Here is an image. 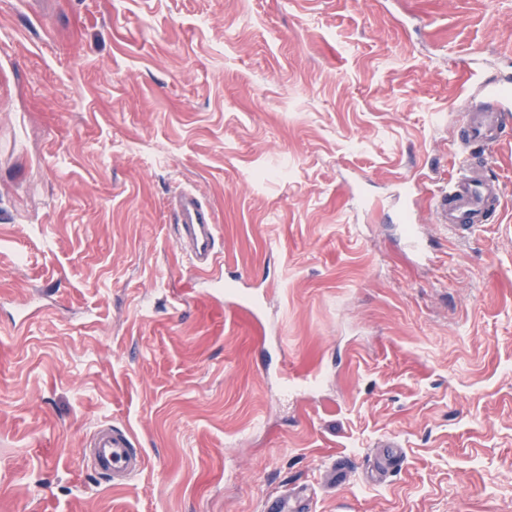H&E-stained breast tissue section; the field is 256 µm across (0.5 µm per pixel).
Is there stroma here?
Instances as JSON below:
<instances>
[{
  "instance_id": "1",
  "label": "stroma",
  "mask_w": 512,
  "mask_h": 512,
  "mask_svg": "<svg viewBox=\"0 0 512 512\" xmlns=\"http://www.w3.org/2000/svg\"><path fill=\"white\" fill-rule=\"evenodd\" d=\"M476 62L512 73V0H0V512H512V132L495 223L429 211ZM180 186L259 311L197 286ZM89 461L94 471L113 485H121L136 476L145 464L141 448H133L129 433L100 425L89 442ZM306 495V490L293 493L288 491L267 497L262 505L263 512H300L298 505L300 496Z\"/></svg>"
}]
</instances>
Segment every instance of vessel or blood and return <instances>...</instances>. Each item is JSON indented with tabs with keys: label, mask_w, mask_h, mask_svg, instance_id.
<instances>
[{
	"label": "vessel or blood",
	"mask_w": 512,
	"mask_h": 512,
	"mask_svg": "<svg viewBox=\"0 0 512 512\" xmlns=\"http://www.w3.org/2000/svg\"><path fill=\"white\" fill-rule=\"evenodd\" d=\"M486 91L489 104L464 123L459 146H488L500 138L504 116L512 110V79L502 78L489 84ZM502 194L499 181L489 178L472 157H464L458 162L456 176L433 196V221L457 240H468L477 228L489 223ZM168 206L176 243L186 254L191 270L201 279L216 282L223 250L212 206L203 195L189 188L172 193ZM88 448L94 471L115 485L129 481L145 464L144 454L134 447L130 434L108 424L95 430ZM299 498L296 492L269 496L263 502L262 512H300Z\"/></svg>",
	"instance_id": "b4317fda"
}]
</instances>
